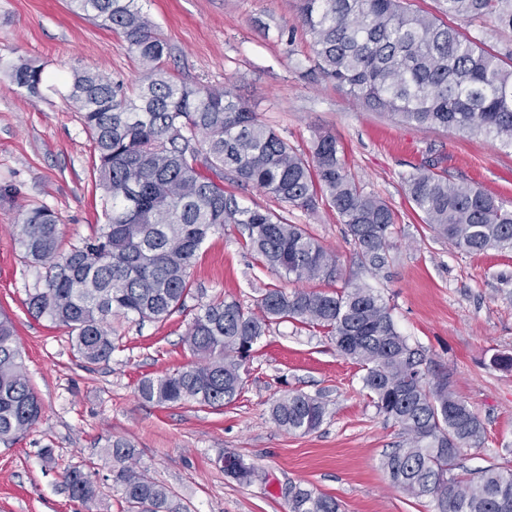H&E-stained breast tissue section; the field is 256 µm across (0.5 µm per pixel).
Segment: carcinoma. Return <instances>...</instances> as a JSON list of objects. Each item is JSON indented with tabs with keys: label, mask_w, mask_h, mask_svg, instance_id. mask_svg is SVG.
Listing matches in <instances>:
<instances>
[{
	"label": "carcinoma",
	"mask_w": 512,
	"mask_h": 512,
	"mask_svg": "<svg viewBox=\"0 0 512 512\" xmlns=\"http://www.w3.org/2000/svg\"><path fill=\"white\" fill-rule=\"evenodd\" d=\"M68 8L121 34L139 70L130 86L100 70L75 69L67 81L64 98L94 144L95 187L105 203L98 232L62 255L55 212L21 204L22 223L13 231L24 258L47 268L44 286L28 295V311L68 328L84 363L112 356V317L163 322L184 310L197 252L226 224L240 226L245 247L286 280L336 281L338 256L306 225L242 205L224 188L226 179L308 213L335 211L359 262L386 269L396 247L395 213L355 183L334 136L316 133L304 156L230 89L174 80L164 66L168 45L139 0H69ZM442 11L477 24V33L466 35L408 0H298L320 73L366 108L512 147V46L486 47L481 25L490 19L512 33V0H442ZM7 72L28 97H42V67L12 63ZM404 183L409 201L448 243L472 254L512 248V210L493 196L429 168ZM280 322L323 331L361 365L377 412L405 436L381 460L393 486L431 499L434 512H512L511 469L454 474L462 450L485 440V427L449 389L448 375L428 380L423 352L396 330L384 298L363 284L267 288L254 310L233 299L204 305L184 337L195 361L141 380L140 396L159 405L223 407L243 388L253 345ZM41 412L13 324L1 316L0 441L34 428ZM326 414L322 398L304 393L282 396L271 408L272 420L289 433L316 431ZM110 448L124 512H183L170 490L136 466L135 449L121 440ZM228 473L247 483L255 468L235 457ZM63 486L79 501L97 495L91 475L77 467L64 471ZM288 512H340V504L291 485Z\"/></svg>",
	"instance_id": "1"
}]
</instances>
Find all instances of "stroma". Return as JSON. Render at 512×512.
<instances>
[{
    "label": "stroma",
    "instance_id": "1",
    "mask_svg": "<svg viewBox=\"0 0 512 512\" xmlns=\"http://www.w3.org/2000/svg\"><path fill=\"white\" fill-rule=\"evenodd\" d=\"M166 39L175 80L232 88L255 105L260 121L309 152L315 133L333 135L358 185L384 199L397 216V246L387 269L361 267L334 211L289 209L290 222L340 260L336 286L356 280L379 290L396 329L423 351L429 378L450 387L482 420L484 442L463 451L465 468L512 469V369L493 365L512 354V250L469 254L450 247L409 202L404 179L433 166L512 209V149L442 127L418 128L366 109L316 67L311 40L297 20V0H140ZM293 30L292 41L278 39ZM25 59L44 69L42 98H28L0 71V314L13 322L23 369L43 405L29 432L0 442V512H122L112 487L115 439L136 450L139 466L174 492L188 512H288L286 493L299 483L340 501L343 512H433L428 499L393 487L381 467L403 440L378 414L362 387L360 365L342 356L319 330L272 325L254 345L244 387L223 408L143 401L138 385L189 364L184 344L201 305L237 300L250 308L264 289L286 287L243 247L234 225L202 246L192 269L194 295L163 322L114 321L118 346L109 361L88 367L65 327L27 309L45 270L28 263L14 240L20 206H49L63 248L104 222L92 174V141L67 106L63 78L93 68L127 83L138 66L124 38L71 14L68 0H0V62ZM301 391L328 403L315 432L292 434L270 416L273 402ZM236 455L257 476L242 483L224 469ZM78 467L98 486L94 501L69 497L65 468Z\"/></svg>",
    "mask_w": 512,
    "mask_h": 512
}]
</instances>
